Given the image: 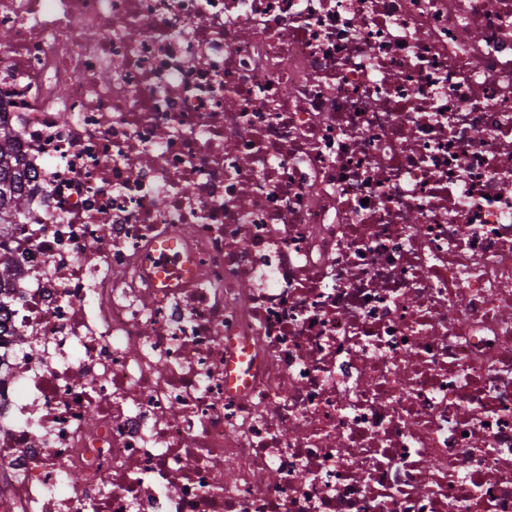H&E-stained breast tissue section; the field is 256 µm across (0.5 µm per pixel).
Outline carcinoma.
<instances>
[{
	"instance_id": "cac0c4a2",
	"label": "carcinoma",
	"mask_w": 512,
	"mask_h": 512,
	"mask_svg": "<svg viewBox=\"0 0 512 512\" xmlns=\"http://www.w3.org/2000/svg\"><path fill=\"white\" fill-rule=\"evenodd\" d=\"M28 176L16 154L14 136L0 116V241L20 223L27 205ZM16 267L6 250L0 251V308L8 302Z\"/></svg>"
}]
</instances>
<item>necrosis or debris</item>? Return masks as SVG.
<instances>
[{"label": "necrosis or debris", "instance_id": "necrosis-or-debris-1", "mask_svg": "<svg viewBox=\"0 0 512 512\" xmlns=\"http://www.w3.org/2000/svg\"><path fill=\"white\" fill-rule=\"evenodd\" d=\"M0 31V512H512V0ZM28 176L16 154L14 136L0 112V246L21 224L26 211ZM15 274L16 267L12 257L2 249L0 252V310L8 302Z\"/></svg>", "mask_w": 512, "mask_h": 512}]
</instances>
